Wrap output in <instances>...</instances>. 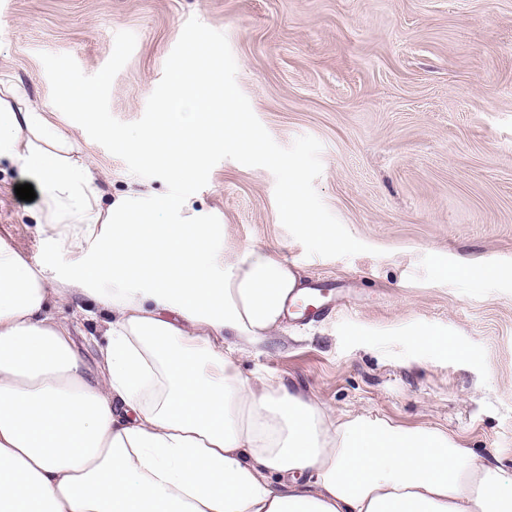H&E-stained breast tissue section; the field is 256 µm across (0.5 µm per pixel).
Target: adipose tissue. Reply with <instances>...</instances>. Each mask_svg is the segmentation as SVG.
I'll list each match as a JSON object with an SVG mask.
<instances>
[{"mask_svg":"<svg viewBox=\"0 0 512 512\" xmlns=\"http://www.w3.org/2000/svg\"><path fill=\"white\" fill-rule=\"evenodd\" d=\"M16 98L0 90V161L37 180L57 247L90 257L54 282L0 237V512H512V476L448 432L242 377L225 337L270 336L297 271L252 247L215 290L204 224L101 206L93 168ZM75 291L107 327L94 369L51 313Z\"/></svg>","mask_w":512,"mask_h":512,"instance_id":"obj_1","label":"adipose tissue"}]
</instances>
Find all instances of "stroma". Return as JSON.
Masks as SVG:
<instances>
[{
  "instance_id": "obj_1",
  "label": "stroma",
  "mask_w": 512,
  "mask_h": 512,
  "mask_svg": "<svg viewBox=\"0 0 512 512\" xmlns=\"http://www.w3.org/2000/svg\"><path fill=\"white\" fill-rule=\"evenodd\" d=\"M192 17L225 33L237 84L279 145L322 143L316 190L373 248L306 256L279 219L272 173L219 162L189 198L210 250L260 247L309 286H336L322 320L289 318L263 344H238L241 374L293 380L336 415L446 431L512 473V0H0V84L44 107L109 196L163 194L52 104L39 55H71L92 75L115 33L134 32L110 93L113 116L133 122ZM30 180L0 163V236L50 276L78 279L88 252L56 249L41 199L15 193ZM487 265L504 276L483 278ZM52 312L99 364L107 338L87 298ZM421 332L446 348L421 346Z\"/></svg>"
}]
</instances>
